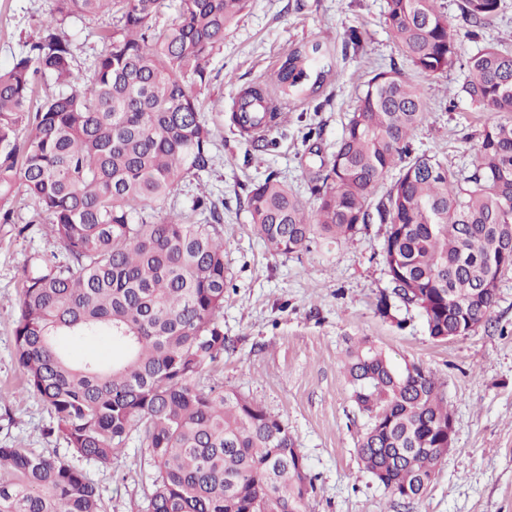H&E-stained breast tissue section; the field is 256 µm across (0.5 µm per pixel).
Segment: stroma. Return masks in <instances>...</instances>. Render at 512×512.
I'll list each match as a JSON object with an SVG mask.
<instances>
[{
    "label": "stroma",
    "mask_w": 512,
    "mask_h": 512,
    "mask_svg": "<svg viewBox=\"0 0 512 512\" xmlns=\"http://www.w3.org/2000/svg\"><path fill=\"white\" fill-rule=\"evenodd\" d=\"M478 39H461L458 63L443 74L413 73L430 107L410 140L414 152L455 166L470 159L478 134L494 115L456 94L460 65L487 45L512 44V0ZM385 0H250L210 57L203 91L214 131V166L187 179L162 212H189L210 194L224 218L229 270L220 321L227 347L201 386L237 391L284 419L314 490L306 512H512V272L499 284L491 320L475 333L443 342L427 333L419 311L376 304L390 287L380 256L386 227L370 224L353 240L314 238L301 255L273 254L257 235L247 209L253 184L277 173L316 207L310 180L329 163L356 104L360 85L377 68H408L384 23ZM54 0H0V67L11 65L24 42L37 39ZM111 17L67 18L73 60L71 87H80ZM364 36L360 47L351 31ZM320 42L332 72L317 99L292 103L262 141L240 135L231 116L241 90L259 85L294 46ZM13 221L0 224V446L57 456L95 484L104 512H146L154 474L138 439L111 463L76 457L50 434V411L24 387L14 360L19 291L34 258L61 261L65 251L45 225L32 223L23 196L8 203ZM382 348L396 364L416 362L444 390L454 418L451 450L427 492L411 502L380 487L361 466L356 448L365 419L351 399L344 362L360 340Z\"/></svg>",
    "instance_id": "1"
}]
</instances>
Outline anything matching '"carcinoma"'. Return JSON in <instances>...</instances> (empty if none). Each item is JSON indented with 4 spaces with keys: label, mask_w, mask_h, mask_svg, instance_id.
Listing matches in <instances>:
<instances>
[{
    "label": "carcinoma",
    "mask_w": 512,
    "mask_h": 512,
    "mask_svg": "<svg viewBox=\"0 0 512 512\" xmlns=\"http://www.w3.org/2000/svg\"><path fill=\"white\" fill-rule=\"evenodd\" d=\"M172 1L175 17L151 21ZM58 18L7 68H0V222L18 190L66 252L23 279L14 358L27 389L51 411L77 456L110 463L134 436L155 472L148 512H305L312 477L301 476L294 437L279 417L235 391L199 385L224 356L222 217L208 196L191 211L159 215L154 204L186 178L212 168L214 132L200 90L206 62L247 0H55ZM464 31L453 32L438 0H386L384 22L410 65L452 66L460 38L492 25L502 0H458ZM112 15V30L86 83L39 98V81L69 85L73 15ZM329 48H291L262 85L244 89L232 121L252 138L275 127L288 102L320 95ZM479 110L501 114L479 134L467 167L409 140L429 106L404 70H379L357 96L332 161L311 186L309 209L273 173L247 206L275 254L299 255L314 235L348 241L376 219L387 226L381 256L391 300L417 308L429 336H467L486 324L499 282L512 269V49L470 57L460 87ZM27 133H22V130ZM386 192L375 198L385 181ZM104 337V363L69 358L71 338ZM352 398L368 423L356 448L363 469L403 500L423 496L439 464L451 415L432 373L394 364L363 339L347 352ZM0 512H102L85 473L51 454L0 447Z\"/></svg>",
    "instance_id": "1"
}]
</instances>
